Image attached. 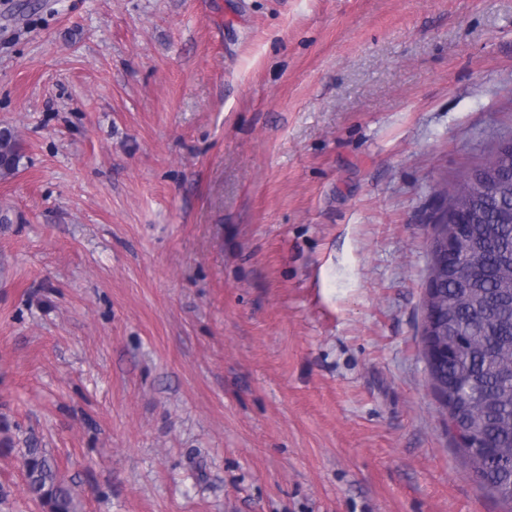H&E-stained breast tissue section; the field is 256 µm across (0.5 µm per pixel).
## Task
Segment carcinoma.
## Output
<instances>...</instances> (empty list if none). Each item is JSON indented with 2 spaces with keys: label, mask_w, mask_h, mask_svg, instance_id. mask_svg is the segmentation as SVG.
Instances as JSON below:
<instances>
[{
  "label": "carcinoma",
  "mask_w": 512,
  "mask_h": 512,
  "mask_svg": "<svg viewBox=\"0 0 512 512\" xmlns=\"http://www.w3.org/2000/svg\"><path fill=\"white\" fill-rule=\"evenodd\" d=\"M496 152L484 159L493 167V194L470 191V169L441 187L448 202L477 205L476 220L451 252L440 244L449 225H432L427 275L434 289L423 309L437 317L422 335L441 351L426 366L448 430L463 432L457 452L481 489L512 512V159H496ZM20 160L14 131L0 129V175L13 173ZM24 472L28 492L46 512H72L70 489L42 449H26Z\"/></svg>",
  "instance_id": "cac0c4a2"
}]
</instances>
